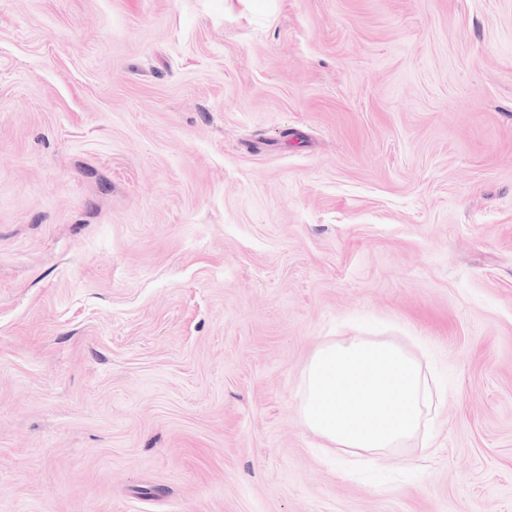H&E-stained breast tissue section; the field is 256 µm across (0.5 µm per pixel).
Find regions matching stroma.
Listing matches in <instances>:
<instances>
[{
	"instance_id": "obj_1",
	"label": "stroma",
	"mask_w": 512,
	"mask_h": 512,
	"mask_svg": "<svg viewBox=\"0 0 512 512\" xmlns=\"http://www.w3.org/2000/svg\"><path fill=\"white\" fill-rule=\"evenodd\" d=\"M0 512H512V0H0Z\"/></svg>"
}]
</instances>
